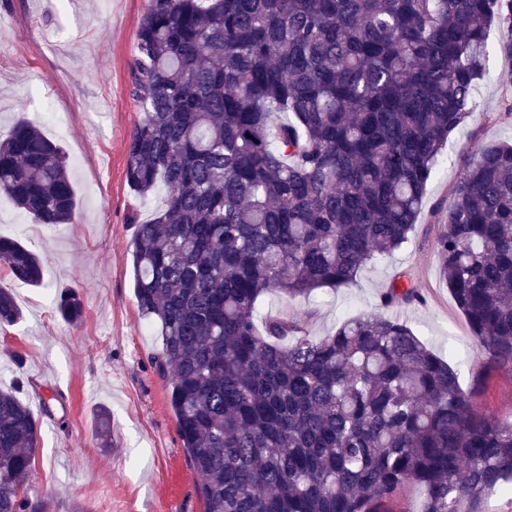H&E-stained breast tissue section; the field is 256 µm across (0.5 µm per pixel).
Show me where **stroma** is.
<instances>
[{
	"label": "stroma",
	"mask_w": 512,
	"mask_h": 512,
	"mask_svg": "<svg viewBox=\"0 0 512 512\" xmlns=\"http://www.w3.org/2000/svg\"><path fill=\"white\" fill-rule=\"evenodd\" d=\"M150 0H0V134L16 120L55 132L71 161L76 212L72 223H35L0 195V236L45 258L42 286H14L22 311L0 329V390L14 391L32 410L57 396L64 415L42 418L40 446L29 480L48 512H205L200 478L182 446L169 403V376L155 357L158 325L144 320L133 292L132 242L140 221L163 207L159 194L141 197L126 180V150L141 118L131 93L136 32ZM490 54L478 82L475 119L454 133L428 185L411 241L368 265L350 286L293 300L266 294L255 317L304 320L313 338L376 310L394 279L420 288L425 300L392 309L425 345L457 369L481 412L512 419V371L475 346L467 320L439 277L435 240L448 220V191L459 158L481 146L512 140V120L500 118L512 98V58L499 50L500 29H488ZM73 289L82 320L66 323L55 296ZM110 413V445L99 438L98 412Z\"/></svg>",
	"instance_id": "obj_1"
}]
</instances>
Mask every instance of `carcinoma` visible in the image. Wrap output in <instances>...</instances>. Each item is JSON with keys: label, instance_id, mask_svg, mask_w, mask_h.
I'll use <instances>...</instances> for the list:
<instances>
[{"label": "carcinoma", "instance_id": "cac0c4a2", "mask_svg": "<svg viewBox=\"0 0 512 512\" xmlns=\"http://www.w3.org/2000/svg\"><path fill=\"white\" fill-rule=\"evenodd\" d=\"M512 57V0H151L137 31L142 117L126 178L164 206L138 225L134 295L160 327V369L205 512H481L512 488V422L474 408L451 364L380 311L313 339L254 325L262 296L351 285L410 240L453 132L474 117L492 21ZM0 194L38 224H69L64 147L17 123ZM439 275L477 349L512 368V145L466 155L436 241ZM11 280L40 257L0 237ZM57 310L74 322L75 291ZM21 318L0 284V327ZM291 339L284 345L282 340ZM40 426L0 390V512H47L28 492ZM424 500V490L414 486L405 494L399 495L390 506L395 512H422Z\"/></svg>", "mask_w": 512, "mask_h": 512}]
</instances>
